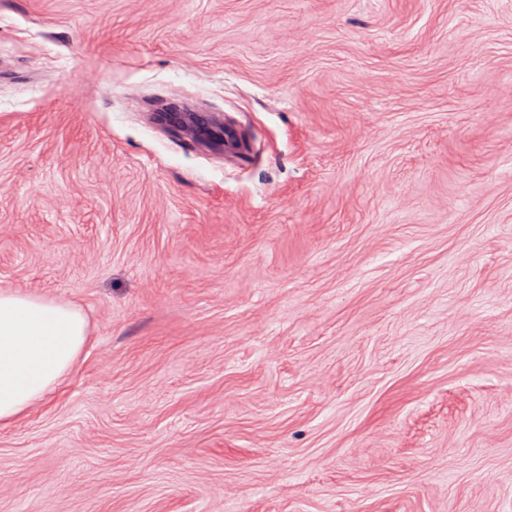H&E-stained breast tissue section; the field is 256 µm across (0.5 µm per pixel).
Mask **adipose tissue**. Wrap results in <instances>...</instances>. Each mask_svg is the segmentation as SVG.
Listing matches in <instances>:
<instances>
[{
  "mask_svg": "<svg viewBox=\"0 0 512 512\" xmlns=\"http://www.w3.org/2000/svg\"><path fill=\"white\" fill-rule=\"evenodd\" d=\"M87 340L75 307L0 290V427L38 406L70 372Z\"/></svg>",
  "mask_w": 512,
  "mask_h": 512,
  "instance_id": "ef3b65f1",
  "label": "adipose tissue"
}]
</instances>
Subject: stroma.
Wrapping results in <instances>:
<instances>
[{"instance_id": "35a3bbf8", "label": "stroma", "mask_w": 512, "mask_h": 512, "mask_svg": "<svg viewBox=\"0 0 512 512\" xmlns=\"http://www.w3.org/2000/svg\"><path fill=\"white\" fill-rule=\"evenodd\" d=\"M0 289V512H512V0H0ZM156 121L165 127L172 136H190L194 143L212 150L224 151V123L202 118L198 114L187 117L182 104L169 102L156 110ZM210 125L220 127L213 129ZM87 340L75 307L0 290V427L38 406L70 372Z\"/></svg>"}]
</instances>
